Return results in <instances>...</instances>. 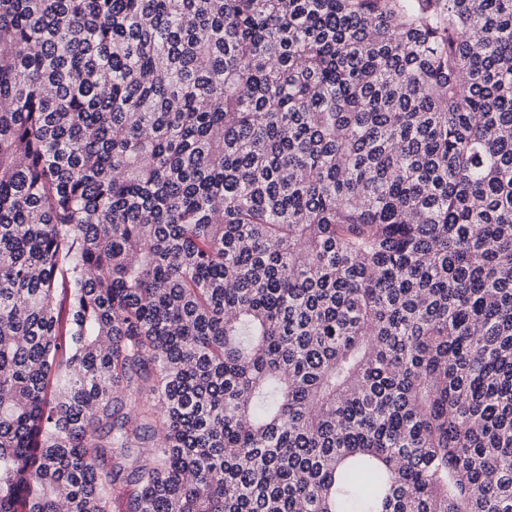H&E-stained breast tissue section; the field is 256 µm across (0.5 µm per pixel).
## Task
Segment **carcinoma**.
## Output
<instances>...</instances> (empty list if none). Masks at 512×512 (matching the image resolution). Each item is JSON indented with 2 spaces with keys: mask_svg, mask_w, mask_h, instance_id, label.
<instances>
[{
  "mask_svg": "<svg viewBox=\"0 0 512 512\" xmlns=\"http://www.w3.org/2000/svg\"><path fill=\"white\" fill-rule=\"evenodd\" d=\"M512 512V0H0V512Z\"/></svg>",
  "mask_w": 512,
  "mask_h": 512,
  "instance_id": "obj_1",
  "label": "carcinoma"
}]
</instances>
